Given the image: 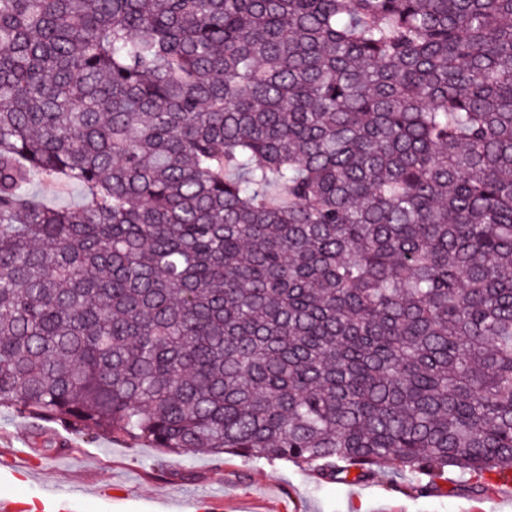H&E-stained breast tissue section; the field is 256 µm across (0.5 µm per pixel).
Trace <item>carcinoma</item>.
<instances>
[{
    "label": "carcinoma",
    "mask_w": 512,
    "mask_h": 512,
    "mask_svg": "<svg viewBox=\"0 0 512 512\" xmlns=\"http://www.w3.org/2000/svg\"><path fill=\"white\" fill-rule=\"evenodd\" d=\"M1 406L509 478L512 0H0ZM33 190L53 205L74 206L83 203V194L79 186L48 179L36 180Z\"/></svg>",
    "instance_id": "cac0c4a2"
}]
</instances>
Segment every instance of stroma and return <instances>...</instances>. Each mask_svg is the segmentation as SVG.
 <instances>
[{
	"mask_svg": "<svg viewBox=\"0 0 512 512\" xmlns=\"http://www.w3.org/2000/svg\"><path fill=\"white\" fill-rule=\"evenodd\" d=\"M65 440L55 468L41 456L43 471L0 484V495L28 503L51 493L81 499L85 512H206L208 497L223 498V512H512V486H475L449 471L427 494L411 476L388 483L383 474L352 484L333 482L278 461H223L198 452L158 459L155 449L108 438L69 434L53 423H33L0 407V468L25 465L34 440Z\"/></svg>",
	"mask_w": 512,
	"mask_h": 512,
	"instance_id": "obj_1",
	"label": "stroma"
}]
</instances>
